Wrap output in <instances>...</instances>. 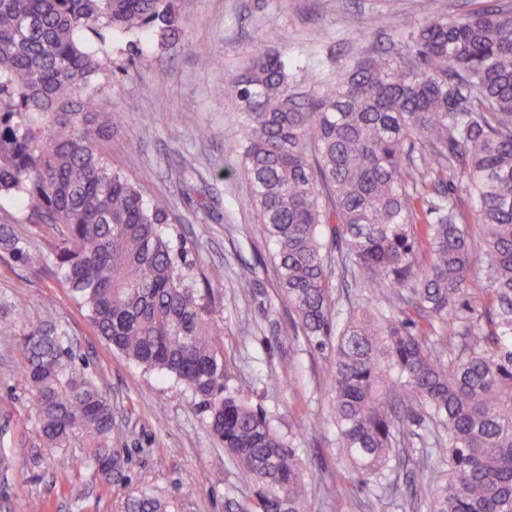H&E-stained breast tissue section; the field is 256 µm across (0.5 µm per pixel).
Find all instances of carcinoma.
<instances>
[{
  "mask_svg": "<svg viewBox=\"0 0 512 512\" xmlns=\"http://www.w3.org/2000/svg\"><path fill=\"white\" fill-rule=\"evenodd\" d=\"M446 8L412 27L406 55L366 56L319 96L298 100L281 54L265 52L222 93L240 113L247 206L275 246L277 288L328 351L339 457L378 481L426 416V458L447 475L433 512H512V9ZM150 28L179 37L178 0H0V196L58 227L54 264L97 335L191 392L256 485L246 512H307L293 439L229 386L221 291L193 285L164 202L112 164L106 36ZM0 249L33 262L5 227ZM339 279L361 296L341 322ZM65 343L41 326L23 336L40 435L59 447L81 432L88 464L116 470L110 401L68 370ZM126 508L168 512L146 492Z\"/></svg>",
  "mask_w": 512,
  "mask_h": 512,
  "instance_id": "1",
  "label": "carcinoma"
}]
</instances>
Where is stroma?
I'll list each match as a JSON object with an SVG mask.
<instances>
[{
	"label": "stroma",
	"mask_w": 512,
	"mask_h": 512,
	"mask_svg": "<svg viewBox=\"0 0 512 512\" xmlns=\"http://www.w3.org/2000/svg\"><path fill=\"white\" fill-rule=\"evenodd\" d=\"M181 11L176 41L151 31L107 41L112 72L101 81L102 97L106 110L124 116L112 134V162L145 200L167 202L172 249L186 252L195 272L220 289L232 385H248L282 435L304 429L296 453L306 464L308 512H431L438 482L420 470L415 443L388 473L392 507L371 483L353 486L342 504L326 499L325 484L346 470L330 420L328 356L292 328L272 275L274 246L246 205L237 112L214 90L258 52L277 51L288 61L289 91L316 96L356 59L402 51L403 35L436 17L440 0H182ZM202 128L207 138H198ZM0 224L11 225L36 258L22 267L0 253V457L10 462L0 468V512H125L138 491L171 500L172 512H240L252 484L174 378L94 333L50 260L55 229L30 223L7 196L0 197ZM246 278L251 287H241ZM34 324L64 333L72 370L109 398L121 463L112 478L86 465L82 435L45 447L36 399L21 375L20 338ZM71 482L84 484L82 499L66 494Z\"/></svg>",
	"instance_id": "stroma-1"
}]
</instances>
